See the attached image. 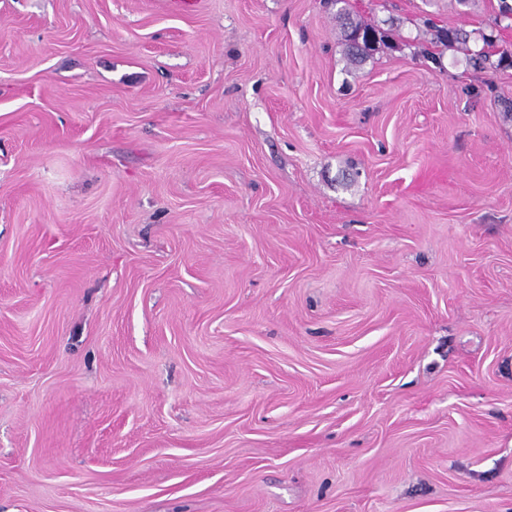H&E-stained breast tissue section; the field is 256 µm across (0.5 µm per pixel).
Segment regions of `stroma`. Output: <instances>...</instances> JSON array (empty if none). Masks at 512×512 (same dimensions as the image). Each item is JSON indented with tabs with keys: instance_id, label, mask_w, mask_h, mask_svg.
I'll use <instances>...</instances> for the list:
<instances>
[{
	"instance_id": "obj_1",
	"label": "stroma",
	"mask_w": 512,
	"mask_h": 512,
	"mask_svg": "<svg viewBox=\"0 0 512 512\" xmlns=\"http://www.w3.org/2000/svg\"><path fill=\"white\" fill-rule=\"evenodd\" d=\"M498 5L0 0V512H512ZM342 31V43L345 46L347 56L350 61L357 62L369 55L372 46L369 45L370 40L375 37L376 29L363 22H355L349 16L344 17Z\"/></svg>"
}]
</instances>
